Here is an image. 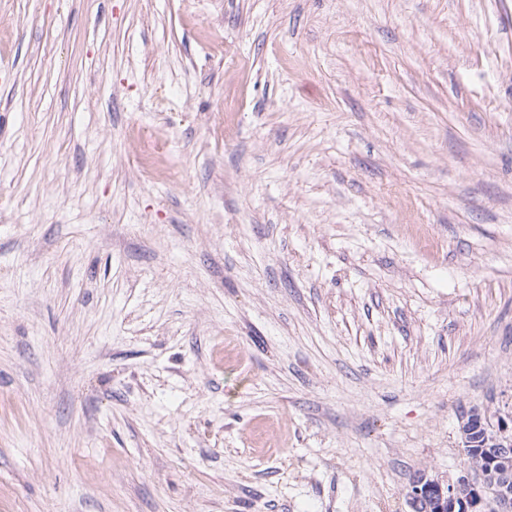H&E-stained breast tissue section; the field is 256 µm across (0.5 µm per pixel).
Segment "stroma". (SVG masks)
Here are the masks:
<instances>
[{
	"label": "stroma",
	"instance_id": "1",
	"mask_svg": "<svg viewBox=\"0 0 512 512\" xmlns=\"http://www.w3.org/2000/svg\"><path fill=\"white\" fill-rule=\"evenodd\" d=\"M512 404V0H0V512H411Z\"/></svg>",
	"mask_w": 512,
	"mask_h": 512
}]
</instances>
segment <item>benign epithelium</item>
<instances>
[{"label":"benign epithelium","instance_id":"7a95c632","mask_svg":"<svg viewBox=\"0 0 512 512\" xmlns=\"http://www.w3.org/2000/svg\"><path fill=\"white\" fill-rule=\"evenodd\" d=\"M467 417L483 431L482 447L489 453L454 481L443 482L418 473L409 492L412 509H417L423 495L431 492L438 503L436 512H456L459 505L467 512H484V489L494 487L497 512H512V408L494 412L473 408Z\"/></svg>","mask_w":512,"mask_h":512}]
</instances>
